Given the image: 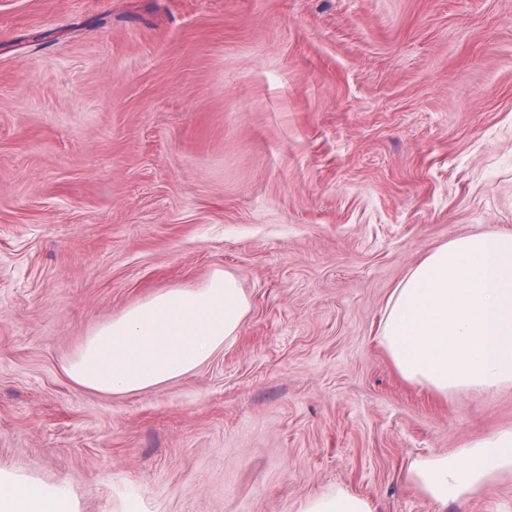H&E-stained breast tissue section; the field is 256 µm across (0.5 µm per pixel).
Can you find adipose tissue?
I'll return each instance as SVG.
<instances>
[{"label":"adipose tissue","mask_w":512,"mask_h":512,"mask_svg":"<svg viewBox=\"0 0 512 512\" xmlns=\"http://www.w3.org/2000/svg\"><path fill=\"white\" fill-rule=\"evenodd\" d=\"M250 305L236 278L212 273L197 288L158 292L88 336L66 376L105 394L132 393L186 375L238 336ZM378 340L399 375L447 396L512 383V233L456 239L429 255L391 294ZM512 472V429L450 455L410 462L406 475L440 507L467 503L484 484ZM0 512H66L25 481L0 484ZM299 512H376L339 489Z\"/></svg>","instance_id":"1"}]
</instances>
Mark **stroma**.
<instances>
[{"mask_svg":"<svg viewBox=\"0 0 512 512\" xmlns=\"http://www.w3.org/2000/svg\"><path fill=\"white\" fill-rule=\"evenodd\" d=\"M512 233V0H0V481L68 512H512L409 462L512 428L378 346L455 239ZM217 270L251 308L193 372L110 395L93 330ZM299 512H377L372 502L345 489L304 501Z\"/></svg>","mask_w":512,"mask_h":512,"instance_id":"1","label":"stroma"}]
</instances>
